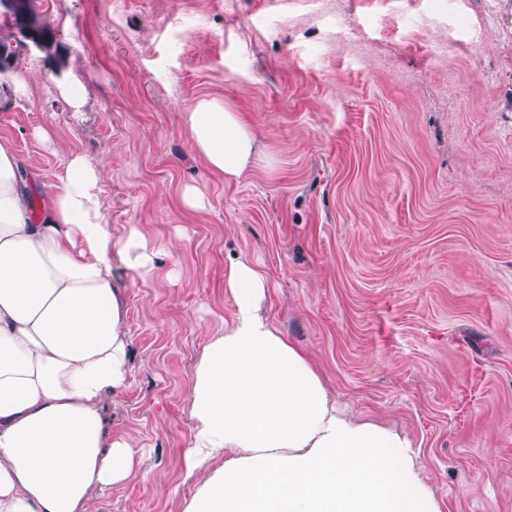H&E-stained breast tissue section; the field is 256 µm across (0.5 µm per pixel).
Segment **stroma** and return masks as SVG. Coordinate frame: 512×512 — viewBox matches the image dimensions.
<instances>
[{
    "instance_id": "35a3bbf8",
    "label": "stroma",
    "mask_w": 512,
    "mask_h": 512,
    "mask_svg": "<svg viewBox=\"0 0 512 512\" xmlns=\"http://www.w3.org/2000/svg\"><path fill=\"white\" fill-rule=\"evenodd\" d=\"M51 49L0 70V136L65 160L49 128L107 159L106 223L184 233L179 282H126L130 384L112 430L135 478L88 512H181L187 388L230 320L224 268L254 261L267 312L337 402L395 422L441 512H512V0H32ZM28 77L18 90L19 77ZM222 99L263 163L227 184L189 150L184 114ZM207 206L181 204L184 186Z\"/></svg>"
}]
</instances>
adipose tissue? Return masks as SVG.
<instances>
[{"label": "adipose tissue", "mask_w": 512, "mask_h": 512, "mask_svg": "<svg viewBox=\"0 0 512 512\" xmlns=\"http://www.w3.org/2000/svg\"><path fill=\"white\" fill-rule=\"evenodd\" d=\"M184 123L221 181L259 163L253 128L223 101L200 99ZM53 143L64 175L38 219L20 176L36 162L0 138V512H87L96 491L136 476L137 439L110 422L129 385L122 278H153L185 245L138 224L113 232L107 163ZM269 289L249 260L224 269L234 314L204 336L188 385L195 490L181 512H440L411 440L337 407L314 357L270 319Z\"/></svg>", "instance_id": "ef3b65f1"}]
</instances>
